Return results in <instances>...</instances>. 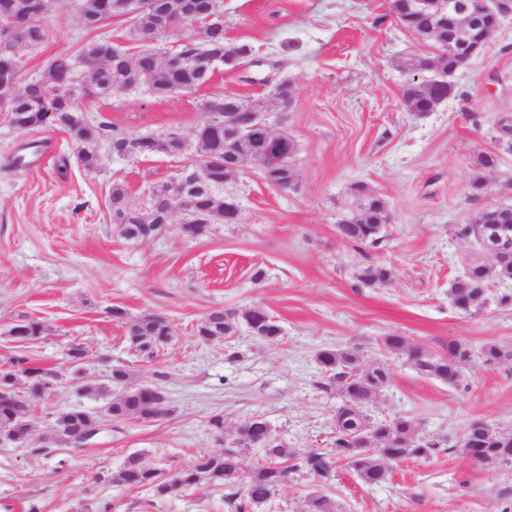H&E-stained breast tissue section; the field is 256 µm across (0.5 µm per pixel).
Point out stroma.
<instances>
[{"label":"stroma","instance_id":"1","mask_svg":"<svg viewBox=\"0 0 512 512\" xmlns=\"http://www.w3.org/2000/svg\"><path fill=\"white\" fill-rule=\"evenodd\" d=\"M390 0H224L226 38L250 44L260 67L217 66L197 90L161 97L139 85L88 103V116L115 129L159 134L176 127L192 137L205 119L202 103L216 94L247 98L274 131L298 144L294 188L268 185L257 168L224 183L235 197L233 223L203 236L180 233L182 211L157 238L135 245L111 217L113 185H124L132 205L146 203L150 185L176 177L193 161L158 154L131 158L100 149L96 169H84L67 132L49 126L39 138L54 145L42 168L0 167V366L15 344L7 331L23 315L42 318L48 332L31 343L38 365L63 373L67 349L82 344L88 381L103 383L112 365L125 364L136 383L159 384L173 412L156 422L104 424L82 447L38 446L54 413L74 405L97 410L102 399L79 394L72 382L54 385L36 402L27 447L0 441V512H235L223 490L199 485L158 498L113 482L127 458L172 473L203 451L230 446L240 424L267 421L296 451L331 449L338 392L318 388L319 349L355 346L363 365H387L388 383L364 410L376 422L404 416L421 433L445 442L427 458L394 464L387 479L364 484L340 467L324 489L340 512H502L512 469L474 463L455 447L466 426L483 420L512 431V362L486 365L489 343L512 347V282L491 287L483 305L464 312L448 296L461 276L472 241L457 237L478 204L512 205V152L500 149L494 123L512 111V18L502 20L485 53L453 77L455 91L435 111L418 115L401 102L405 63L432 54L421 40L388 19ZM382 25H374L377 16ZM85 36L71 0H57L44 38L29 53L24 77L41 73L60 53L78 50ZM296 89L285 112L272 110L266 77ZM498 153L486 173L481 202L470 198L474 156ZM364 182L388 203L391 222L380 247L352 245L337 231L350 207L349 188ZM379 264L391 272L380 287L363 285L360 271ZM128 318L164 314L172 342L151 358L130 349ZM265 308L283 329L275 341L239 327L202 345L192 330L214 308ZM399 335L431 355L449 341L472 352L459 385L420 373L384 340ZM224 416L216 434L211 416ZM102 482H93L95 473ZM319 489L294 474L252 512H300Z\"/></svg>","mask_w":512,"mask_h":512}]
</instances>
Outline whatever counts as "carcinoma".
I'll use <instances>...</instances> for the list:
<instances>
[{"label":"carcinoma","instance_id":"cac0c4a2","mask_svg":"<svg viewBox=\"0 0 512 512\" xmlns=\"http://www.w3.org/2000/svg\"><path fill=\"white\" fill-rule=\"evenodd\" d=\"M138 0H81L83 25L89 38L73 54L62 53L49 60L43 73L29 79L22 89L7 102L5 112L9 124L22 133L37 131L47 125L67 131L77 143V159L87 170L98 167L99 142L104 124L91 120L85 111V102L112 96L116 92L141 84L153 93L174 96L188 93L210 78L211 71L202 68L200 60L212 58L230 68L252 57L254 50L247 43H237L224 38V33L214 31L197 42L183 37L184 59L178 66L162 58L161 49L148 43L145 36L158 39L166 35L165 28L150 12H135ZM55 0H0V15L14 14L29 19L44 20L52 11ZM129 22L127 37L140 44L134 56L118 53L112 37L104 28L114 18ZM411 25L424 40L442 49L448 39V26L443 15L434 6L414 14ZM43 39V28L14 40L0 42V93H9L19 83L23 57L38 47ZM448 67L451 56L433 55L415 58L410 67H427L431 64ZM448 96L445 86L409 84L401 91L403 106L410 112L425 111L433 101ZM274 107L286 112L295 100L289 87L270 94ZM252 104L231 96H215L205 100L203 110L210 112H248ZM108 151L117 157L149 156L165 153L179 156L187 151L195 153V168L180 175L176 190L190 203L187 222L179 225L181 234L198 237L210 230L222 217H232L237 209L229 197L219 196L215 189L224 184V130H205L198 127L192 139L177 131L164 135H135L114 130L107 141ZM232 151L238 157V168H262V161L247 146L235 144ZM496 152H480L473 159L479 173L470 183L472 199L478 200L485 193L482 172L497 167ZM208 171V177L198 178V167ZM352 197V214L337 225L343 240L353 245H378L380 230L389 223L386 202L362 183L349 189ZM112 223L122 226L125 240L145 243L154 235L166 230L170 217L155 212L150 205L132 206L125 189L112 187ZM502 212L483 206L468 224H459L456 234L472 240L481 252L493 247L499 258L487 262L478 257L470 259L462 276L450 284L448 293L454 306L462 311L482 303L488 285L494 281L512 282V239L501 242L499 226L506 223ZM390 280V271L378 264L367 265L360 274V282L369 286H382ZM115 320L128 323L127 341L137 352L156 356L171 340V326L160 313H147L130 321L119 306L108 310ZM245 324L257 337L275 340L282 334L277 321L263 308H218L204 315L193 326V336L200 344H208L230 336ZM49 330L41 319L21 316L8 330L14 341L25 346ZM386 346L404 354L421 373L430 375L450 385L460 382L461 368L470 356V350L459 341L448 342V353L432 357L425 351L409 346L398 335L388 336ZM480 354L487 365H496L512 359V351L497 344L485 345ZM73 364L69 378L80 391L106 398L96 412L70 408L54 414L51 425L53 440L64 442L70 438H91L103 421L134 419L154 421L172 413L164 390L157 384H136L122 365L112 368L110 384L92 386L84 382L83 364L88 353L81 344L68 350ZM317 360L324 372L319 387L329 392L339 390L343 403L334 415L333 450L331 453L308 451L299 453L278 440L269 424L261 418L243 422L237 429L234 446L220 453L203 452L194 463L168 476L157 467L142 462V457L132 455L117 475V481L136 488H145L156 497H166L176 490L192 488L202 482L211 487L231 489L226 495L236 512H247L246 507L262 505L272 499L286 485L291 475L299 470L307 472L320 483H329L339 465L353 470L364 482H383L390 465L408 457L426 458L439 450L438 443L421 435L418 426L404 416L374 423L363 411L389 380L386 365L371 367L360 362L358 350L344 347H324L317 353ZM63 375L47 368L33 365V359L17 353L9 359L8 368L0 370V439L19 447H26L30 434L28 420L32 404ZM257 448L263 452L261 463L248 474H243L242 453ZM459 448L462 453L482 465L512 467V432L505 433L482 421H472L465 430ZM301 512H338L336 502L321 492H312L304 500Z\"/></svg>","mask_w":512,"mask_h":512}]
</instances>
